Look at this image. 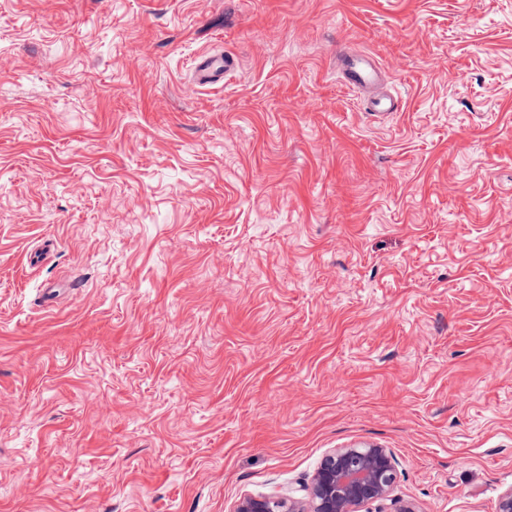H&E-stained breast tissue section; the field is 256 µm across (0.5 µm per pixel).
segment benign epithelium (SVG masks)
<instances>
[{
	"mask_svg": "<svg viewBox=\"0 0 512 512\" xmlns=\"http://www.w3.org/2000/svg\"><path fill=\"white\" fill-rule=\"evenodd\" d=\"M393 455L380 446L337 448L317 469L306 498L279 493L241 499L235 512H363L388 498L394 486Z\"/></svg>",
	"mask_w": 512,
	"mask_h": 512,
	"instance_id": "1",
	"label": "benign epithelium"
}]
</instances>
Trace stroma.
Returning <instances> with one entry per match:
<instances>
[{"label": "stroma", "instance_id": "35a3bbf8", "mask_svg": "<svg viewBox=\"0 0 512 512\" xmlns=\"http://www.w3.org/2000/svg\"><path fill=\"white\" fill-rule=\"evenodd\" d=\"M367 444V512L512 489V0H0V512H235ZM337 63L345 84L369 95L364 108L369 115L393 114L401 110L402 102L397 97L371 96L379 82V67L372 56L344 51L338 56ZM236 62L232 56L224 58L206 56L199 60L195 70V81L199 86L211 85L219 82L224 75L232 72Z\"/></svg>", "mask_w": 512, "mask_h": 512}]
</instances>
